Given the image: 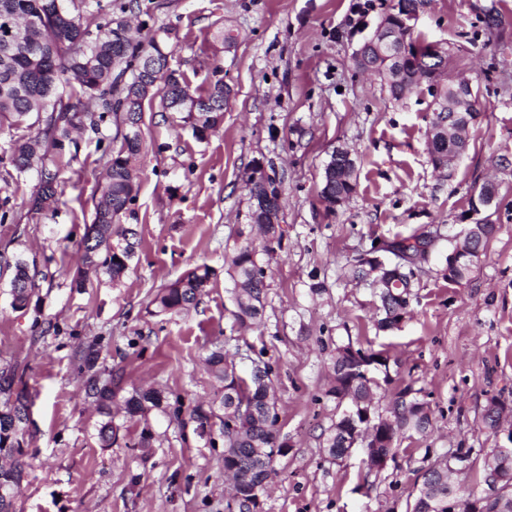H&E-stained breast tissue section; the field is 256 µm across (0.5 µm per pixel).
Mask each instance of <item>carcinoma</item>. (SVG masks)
Wrapping results in <instances>:
<instances>
[{"label": "carcinoma", "mask_w": 512, "mask_h": 512, "mask_svg": "<svg viewBox=\"0 0 512 512\" xmlns=\"http://www.w3.org/2000/svg\"><path fill=\"white\" fill-rule=\"evenodd\" d=\"M88 0H0V124L9 123L15 129L41 128L34 135L23 134L11 146L10 163L20 173L41 163L40 175L46 185L36 191L30 200L31 210L39 212L46 203L56 199L61 168L70 164V128L75 125L98 132L102 124L115 117L120 125L142 124L145 107L153 98L144 97L139 80L153 73L160 75V103L168 112H179L182 121L192 129L194 137L204 141L216 132L224 119V79L214 71V81L206 95L190 93L189 85L169 66L170 53L165 41L156 38L144 43L133 38L125 14L131 4L119 5V12L103 8L96 0V11L103 12L96 31L84 26L83 11ZM143 149L139 134H121L120 146L109 151L105 163L107 182L94 202L91 224L85 228L79 244V264L101 272L112 280L120 279L129 269L135 256V232L121 224L123 218L133 216L131 205L138 189L129 183V170L138 169V158ZM355 187L344 181L322 184L320 197L328 195L349 198ZM283 209L277 196L251 201L250 228L257 229L262 240L261 251L269 255L281 244L282 230L278 224H267L270 210ZM243 242L231 258L235 287L241 289L244 300H236L235 319L239 326L250 328L262 317L266 298V268L256 256L259 249L252 233L238 230ZM423 245L421 236L391 241V254L402 260L404 256L419 254ZM10 281L11 305L15 309L28 306L35 282L27 275L29 263L18 257L12 265ZM213 272L202 264L187 270L182 277L159 289L151 304L155 316L179 313L195 306L206 294V284ZM388 287L379 293L381 317L376 327L382 331L397 328L406 314L413 285L412 272L405 267L391 269ZM101 344L93 343L76 354L78 369L85 376V394L95 403L103 416L98 428L101 447L112 446L117 428L112 423L110 408L120 388L123 374L115 371L104 375L97 369ZM374 359L387 367L383 352L355 347L348 343L336 347L332 364L331 383L325 396L344 406L336 422L323 439V448L334 460L348 455L355 427L373 432L365 443L367 457L378 467L394 458L400 434L413 432L425 437L432 427L428 403L411 396L404 388L394 394L387 414H376L373 396L380 383H369L363 375V362ZM259 373L242 375L234 361L217 349L205 359L207 370L224 384L219 403L196 404L184 407L175 400L172 417L181 420L183 413L203 429L213 419L219 420V432L224 447L231 452L224 455V471H234L243 477L240 498L236 500L241 512L257 507L256 479H269L274 474L275 457L284 454L287 444L280 439L279 414L275 402L268 398L263 385L272 383L273 365L257 358ZM16 367L0 369V457L12 459L7 466L0 465V512H12L13 500L20 490L25 471L23 435L27 425L29 395L26 387L16 386ZM164 396L158 388H134L124 397L123 410L127 420L139 422L154 409L162 407ZM268 448L265 458L253 456L256 444ZM501 457L496 474L485 470L483 483L489 496L474 497L465 494L461 486L440 477L432 470L423 474V483L438 487L426 495L420 493L411 512H448V501L459 505L458 512H492L497 507L512 506V452L499 448L492 457Z\"/></svg>", "instance_id": "carcinoma-1"}]
</instances>
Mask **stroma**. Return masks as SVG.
<instances>
[{
    "instance_id": "35a3bbf8",
    "label": "stroma",
    "mask_w": 512,
    "mask_h": 512,
    "mask_svg": "<svg viewBox=\"0 0 512 512\" xmlns=\"http://www.w3.org/2000/svg\"><path fill=\"white\" fill-rule=\"evenodd\" d=\"M138 2V39L167 30L170 66L192 92H205L218 66L231 93L220 129L202 142L160 101L146 109L134 204L139 246L117 284L78 274L76 256L116 122L97 135L76 133L77 157L59 175L58 201L36 214L29 199L38 173L13 171L9 146L18 132L0 126V367L18 365L33 401L15 512H229L223 443L209 444L194 422L161 410L143 425L122 410L123 394L135 387L211 402L221 386L202 358L218 346L239 370L257 354L276 370L288 449L276 457L256 512H406L421 468L460 448L472 454L454 482L484 495V461L507 439L483 428L482 413L493 398L512 407V0H424L420 8L417 34L448 44L451 76L472 79L482 106L467 151L443 173L427 150L430 97L415 91L391 101L379 80L350 66L365 24L393 0ZM339 146L355 159L356 191L330 213L319 192ZM258 164L281 184L283 238L269 262L262 321L242 329L232 315L230 258ZM488 180L498 186L487 213L496 231L468 278L448 281V253ZM422 229L437 237L414 268L407 314L398 329L377 331L378 288L346 272L376 243ZM19 255L36 262L24 311L12 310L4 271ZM202 263L214 277L201 303L153 316L156 291ZM78 277L84 288L73 287ZM97 338L100 368L125 372L109 448L99 445L100 416L75 370L79 346ZM350 341L388 356L391 382L377 409L408 386L432 411L427 438L403 439L380 471L364 464L362 447L336 461L322 446L336 420L324 395L332 359ZM145 428L146 450L138 446Z\"/></svg>"
}]
</instances>
